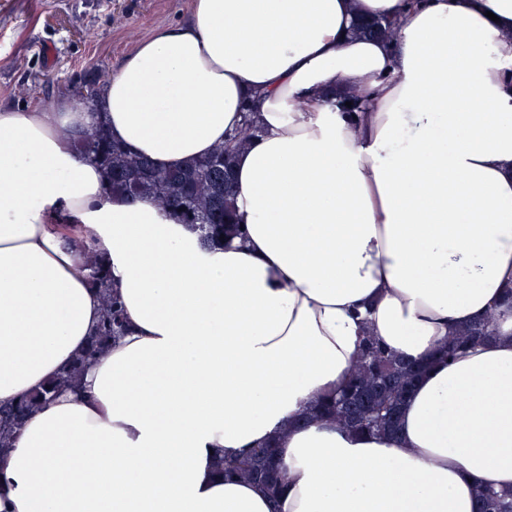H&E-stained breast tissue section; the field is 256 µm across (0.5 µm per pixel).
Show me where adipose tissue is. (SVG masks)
<instances>
[{
  "label": "adipose tissue",
  "instance_id": "adipose-tissue-1",
  "mask_svg": "<svg viewBox=\"0 0 512 512\" xmlns=\"http://www.w3.org/2000/svg\"><path fill=\"white\" fill-rule=\"evenodd\" d=\"M395 20L391 40L358 18ZM349 95L351 114L332 103ZM244 239L202 248L151 199L105 195L68 99L0 109V403L103 314L129 331L0 454V512H474L512 489V0H190L102 90L114 139L174 169L237 132ZM490 342L433 364L396 436L292 420L346 382L363 332L412 361L490 308ZM278 441L287 492L215 473Z\"/></svg>",
  "mask_w": 512,
  "mask_h": 512
}]
</instances>
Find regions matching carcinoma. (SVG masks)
I'll return each instance as SVG.
<instances>
[{
  "mask_svg": "<svg viewBox=\"0 0 512 512\" xmlns=\"http://www.w3.org/2000/svg\"><path fill=\"white\" fill-rule=\"evenodd\" d=\"M393 30L392 22L383 23L379 19H359L354 24V32L362 36L386 38ZM84 87L90 88V93L80 95L78 101L92 109L102 84L96 78H85L76 89ZM256 133L257 129L247 120L230 142L215 147L207 158L185 168L168 170L156 168L148 158L135 155L112 140L105 122L100 119L75 139L74 147L81 158L103 171L105 194L131 203L151 197L177 223L193 229L202 246L216 249L224 245L220 236L243 235L240 225L236 224L232 203L233 149ZM85 255L87 280L103 297L102 323L90 337L87 348L41 390L18 403L0 404V451L10 447L14 432L29 412L48 405L60 391L79 386L95 356L124 335L122 307L107 289L111 270L97 253L91 236L86 240ZM489 322L487 316L460 329L450 337L446 347L437 352L434 360H451L470 346L490 341ZM427 368L428 364L390 353L366 336L347 383L335 396L312 405L298 421L329 419L356 433L394 435L401 406ZM276 451V444L269 443L237 456L224 457L218 462L217 472L225 478L249 480L275 500L283 490ZM476 512H512V491L479 490Z\"/></svg>",
  "mask_w": 512,
  "mask_h": 512,
  "instance_id": "1",
  "label": "carcinoma"
}]
</instances>
